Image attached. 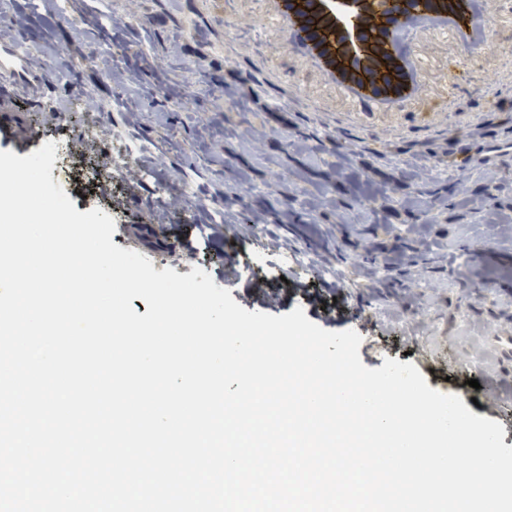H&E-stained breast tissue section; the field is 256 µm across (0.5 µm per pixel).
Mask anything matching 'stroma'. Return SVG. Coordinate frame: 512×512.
<instances>
[{"label": "stroma", "mask_w": 512, "mask_h": 512, "mask_svg": "<svg viewBox=\"0 0 512 512\" xmlns=\"http://www.w3.org/2000/svg\"><path fill=\"white\" fill-rule=\"evenodd\" d=\"M481 8L487 24L472 44L445 26L411 27L406 53L420 90L378 104L329 82L273 0H69L64 11L58 0H0V12L27 17L16 45L53 72L42 104L21 100L19 119L0 118V151L24 157L56 139L80 148L90 167L110 144L111 125H124L141 146L137 166L106 180L105 191L84 197L64 170L51 173L78 212H121L116 246L158 272L201 267L247 311L299 306L324 329L356 330L368 368L411 362L430 388L466 404L495 387L494 419L512 447V360L496 344L512 336V235L490 226L492 215L512 218V0ZM239 76L246 85L227 99L221 79ZM79 92L107 111H70ZM117 94L134 109V125L110 109ZM92 126L97 137H85ZM483 127L495 140L472 138ZM339 145L358 173L388 178L399 203L418 182L416 168L453 183L456 160L467 157L471 181L498 185L501 205L480 210L466 192L435 204L413 227L420 260L412 262L393 234L372 230L369 207L324 215L322 174ZM156 157L171 192L157 207L136 177ZM274 190L290 204L277 217L259 204ZM223 202V223L211 225L210 209ZM289 250L308 254L307 263L280 268ZM256 251L269 269L249 270Z\"/></svg>", "instance_id": "obj_1"}]
</instances>
